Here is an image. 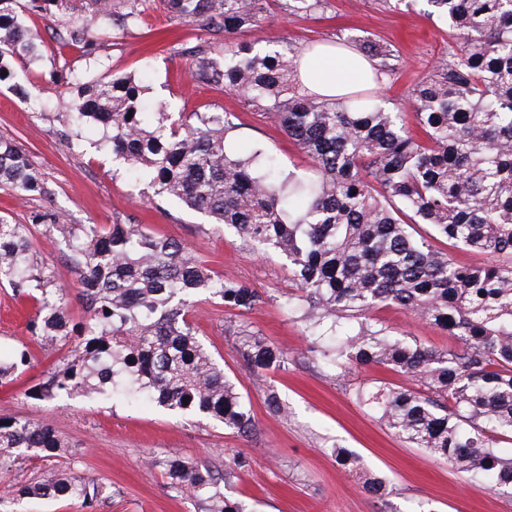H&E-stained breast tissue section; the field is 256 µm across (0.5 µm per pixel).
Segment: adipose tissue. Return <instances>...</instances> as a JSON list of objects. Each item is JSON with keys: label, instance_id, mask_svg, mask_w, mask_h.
Returning <instances> with one entry per match:
<instances>
[{"label": "adipose tissue", "instance_id": "adipose-tissue-1", "mask_svg": "<svg viewBox=\"0 0 512 512\" xmlns=\"http://www.w3.org/2000/svg\"><path fill=\"white\" fill-rule=\"evenodd\" d=\"M362 54L343 46H320L317 55L303 58L300 73L309 89L329 97L349 91L371 70Z\"/></svg>", "mask_w": 512, "mask_h": 512}]
</instances>
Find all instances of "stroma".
<instances>
[{
    "label": "stroma",
    "instance_id": "35a3bbf8",
    "mask_svg": "<svg viewBox=\"0 0 512 512\" xmlns=\"http://www.w3.org/2000/svg\"><path fill=\"white\" fill-rule=\"evenodd\" d=\"M88 8L89 0H70L66 11L34 17L43 40L40 59L15 63L12 77L0 82V136L29 153L46 188L45 194L25 200L0 189V214L30 225L34 257L53 270L56 284L68 288L69 312L76 321L83 318L84 307L74 287L70 251L51 241L48 225L32 223L34 214L61 212L77 226L148 225L187 244L196 259L225 279L262 292L264 304L243 312L199 294L192 299L191 315L198 337L250 407L254 428L239 435L206 418L175 414L146 402L28 398V391L45 380L64 350L33 340L27 320L34 301L0 285V357L24 350L31 359L13 379L0 382V417L38 419L68 445L64 456H31L0 468V512H200L183 488L148 461L149 456L173 451L218 473L234 468L237 456L246 457L247 466L234 468L224 493L248 512H418L424 504L435 512H512V494L489 491L445 461L410 447L355 397L359 386H404L406 377L375 366L339 375L321 362L304 323L286 306L294 283L284 258L250 250L233 230L176 202L154 201L148 183H131L111 149L100 145L99 127L63 140V114L71 92L65 84L51 82L50 73L55 68L88 72L85 56L61 45L67 24ZM350 35L399 56L396 74L379 88L383 98L399 107L414 82L448 57L452 46L447 25L428 15L424 0L409 10L389 8L384 0H329L327 9L314 18L288 13L284 0H266L260 21L240 39L262 46L285 38L308 48ZM196 46L207 48L210 58H224L222 36L203 22L170 18L159 0H151L137 22L103 37L96 53L112 74L142 77L148 97L164 111L233 114L243 139L267 149L283 170L304 172L308 157L274 122L259 116L241 96L193 81L187 53ZM37 86L44 89L46 102L26 103V93ZM371 316L427 346L455 345L453 337L421 324L400 307L383 305ZM241 325L259 333L288 359L285 367L267 371L263 384L253 383L240 356L236 331ZM272 395L280 400L281 410L270 408ZM336 446L350 449L364 467L384 476L385 500L374 499L358 477L341 470L332 453ZM54 471L84 475L99 485L101 493L89 507L67 498H8V491Z\"/></svg>",
    "mask_w": 512,
    "mask_h": 512
}]
</instances>
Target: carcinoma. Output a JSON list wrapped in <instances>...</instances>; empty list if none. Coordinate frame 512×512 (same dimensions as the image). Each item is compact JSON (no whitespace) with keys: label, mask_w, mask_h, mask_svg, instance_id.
<instances>
[{"label":"carcinoma","mask_w":512,"mask_h":512,"mask_svg":"<svg viewBox=\"0 0 512 512\" xmlns=\"http://www.w3.org/2000/svg\"><path fill=\"white\" fill-rule=\"evenodd\" d=\"M0 0V81L13 62L39 56L41 39L27 23L63 0H27L26 13ZM69 22L66 46L92 53L111 28L113 0ZM181 21L201 20L224 33V62L196 50L194 80L239 94L274 121L311 158L302 175L285 174L260 146L234 152L237 125L222 112H191L174 120L154 113L142 81L98 75L65 76L72 99L65 124H96L102 142L136 182L146 179L157 200L175 201L224 224L257 251L288 261L296 285L288 306L303 311L306 332L327 337L320 350L336 370L373 365L401 372L415 387L360 386L356 399L396 436L512 493V0H426L447 21L455 49L411 89L408 102L420 132L404 113L384 107L367 89L327 98L303 87L301 48L282 39L256 50L236 35L255 25L261 0H163ZM288 12L313 15L327 0H286ZM374 61V81L396 71L394 54L357 38ZM0 186L20 198L45 188L29 156L0 138ZM56 241L70 249L85 315L75 322L67 291L33 257L28 225L0 216V284L36 301L32 337L69 347L70 355L33 387L30 398L145 396L179 414L203 416L246 434L250 408L224 367L188 320L189 299L209 293L231 308L252 310L264 296L226 281L196 262L186 244L144 224L67 223L45 212ZM457 250L486 254L472 266ZM40 291L35 295L34 291ZM399 306L457 340L435 350L395 334L368 311ZM240 355L261 378L287 363L282 352L246 328ZM9 425H4V422ZM65 442L32 418H0V467L23 453L64 454ZM336 462L362 480L376 499L379 475L361 468L347 448ZM171 483L189 490L203 512H244L224 494L231 469L217 476L177 455L154 458ZM18 497L77 498L91 503L99 488L65 472L49 473L13 491Z\"/></svg>","instance_id":"1"}]
</instances>
